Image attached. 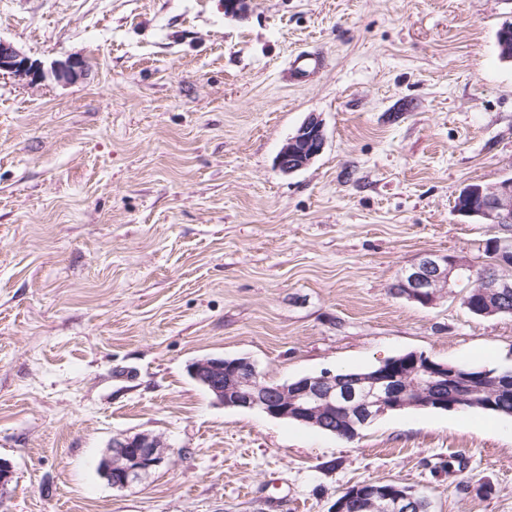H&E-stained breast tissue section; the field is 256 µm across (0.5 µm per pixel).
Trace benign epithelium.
<instances>
[{
  "mask_svg": "<svg viewBox=\"0 0 512 512\" xmlns=\"http://www.w3.org/2000/svg\"><path fill=\"white\" fill-rule=\"evenodd\" d=\"M85 59H69L58 64L56 75L71 80L87 68ZM23 76L28 84L37 85L44 77L41 63L22 55L12 45L0 40V72ZM325 135L319 120H306L288 138L277 164L284 172L307 166L323 149ZM465 193L479 200V207L455 209L461 216L475 217L493 228L512 224V177L490 186H468ZM495 265L512 268V252L501 241L489 242ZM475 267L451 253H431L404 270L396 293L423 306L433 305L442 292L451 287V278ZM476 287L486 299L506 303L512 299V278L476 275ZM192 375L210 387L226 407L259 409L273 418H293L315 423L324 408L348 412L353 435L390 410L418 407L423 404L443 410H457L463 404H475L490 391L512 392V379L503 372L466 370L436 362L423 353L411 352L384 359L369 374L340 377L332 372L304 376L293 382H268L260 376L247 357H208L194 363ZM167 456V444L159 436L138 434L116 438L106 455L104 472L112 486L123 488L148 470L160 465ZM377 492L392 512H412L418 493H402L396 487H379ZM364 492L355 488L336 501L335 512H359Z\"/></svg>",
  "mask_w": 512,
  "mask_h": 512,
  "instance_id": "benign-epithelium-1",
  "label": "benign epithelium"
}]
</instances>
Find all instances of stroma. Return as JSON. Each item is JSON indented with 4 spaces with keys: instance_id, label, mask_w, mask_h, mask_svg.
Listing matches in <instances>:
<instances>
[{
    "instance_id": "1",
    "label": "stroma",
    "mask_w": 512,
    "mask_h": 512,
    "mask_svg": "<svg viewBox=\"0 0 512 512\" xmlns=\"http://www.w3.org/2000/svg\"><path fill=\"white\" fill-rule=\"evenodd\" d=\"M512 0H0V512H332L396 482L431 512H512V418L408 410L344 441L227 408L195 381L246 357L270 382L408 352L512 365V316L463 286L391 293L422 255L480 263L470 184L512 175ZM323 67L289 80L290 59ZM325 144L277 157L309 117ZM148 433L165 461L127 487L99 465ZM2 71L24 76L32 86L39 84L44 77L41 62L31 60L11 44L0 40V73ZM323 55L316 51L300 52L289 64V69L300 78L316 72L321 66ZM325 135L318 119L309 118L288 138L281 149L277 164L284 172H293L307 166L323 149Z\"/></svg>"
}]
</instances>
